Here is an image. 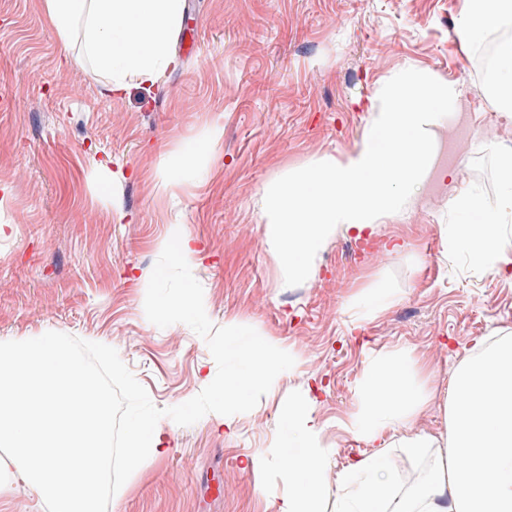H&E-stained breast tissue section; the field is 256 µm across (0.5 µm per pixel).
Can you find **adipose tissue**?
<instances>
[{
    "mask_svg": "<svg viewBox=\"0 0 512 512\" xmlns=\"http://www.w3.org/2000/svg\"><path fill=\"white\" fill-rule=\"evenodd\" d=\"M36 7L62 45L80 37L82 59L106 73V90L149 87L176 67L172 39L182 22L185 0H37ZM472 43L494 38L487 87L503 116L512 115V0H465L458 20ZM461 99L459 86L413 66L394 73L370 100L368 133L339 161L321 158L289 169L268 187L265 237L277 255L282 282L309 276L316 257L336 236L363 238L379 225L399 220L416 206L418 184L433 166L437 130ZM220 123L208 125L201 143L176 151L163 181L179 189L185 172L211 163L222 141ZM500 193L494 205L469 192H454L453 207L481 217L480 224L454 225L448 248L466 252L488 271L512 270V158L499 163ZM248 364L224 379L214 398L222 408L216 427L231 431L258 397L274 395L287 378L294 356L273 339L237 352ZM416 360L403 353L381 354L366 367L356 389L357 409L342 428L365 446L358 462L324 478L333 450L308 391L289 392L278 415L287 425L295 453L280 455L288 485L277 495L276 512H322L326 499L335 512H512V337L502 336L459 367L446 404L445 439L414 425L434 400L418 385ZM398 441H390L392 433ZM431 457L428 477L401 488L392 462L396 448ZM159 422L131 426L125 462L138 471L145 460L166 454Z\"/></svg>",
    "mask_w": 512,
    "mask_h": 512,
    "instance_id": "obj_1",
    "label": "adipose tissue"
}]
</instances>
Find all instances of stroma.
<instances>
[{
	"instance_id": "35a3bbf8",
	"label": "stroma",
	"mask_w": 512,
	"mask_h": 512,
	"mask_svg": "<svg viewBox=\"0 0 512 512\" xmlns=\"http://www.w3.org/2000/svg\"><path fill=\"white\" fill-rule=\"evenodd\" d=\"M173 38L180 61L148 89L107 94L105 77L66 59L34 0H0V341L49 331L114 347L160 408L213 381L206 342L185 324L158 328L145 289L174 233L198 250L196 279L215 326L237 318L235 346L268 334L299 360L283 390L305 388L334 450V482L363 445L339 429L373 357L405 351L436 399L415 427L446 432L443 402L458 366L494 336L512 334V272L446 258L443 225L469 223L447 181L421 187L415 210L368 241L337 237L313 277L285 286L264 236L265 187L288 167L342 158L367 129L379 85L414 65L462 84L469 126L446 115L459 187L493 203L512 126L482 142L497 107L481 49L458 28L463 0H186ZM224 126L218 160L161 188L178 145ZM165 420L170 450L146 460L108 512H274L285 492L270 450L288 438L278 400L262 401L235 436ZM268 453L264 469L247 460ZM221 483L222 496L210 487Z\"/></svg>"
}]
</instances>
